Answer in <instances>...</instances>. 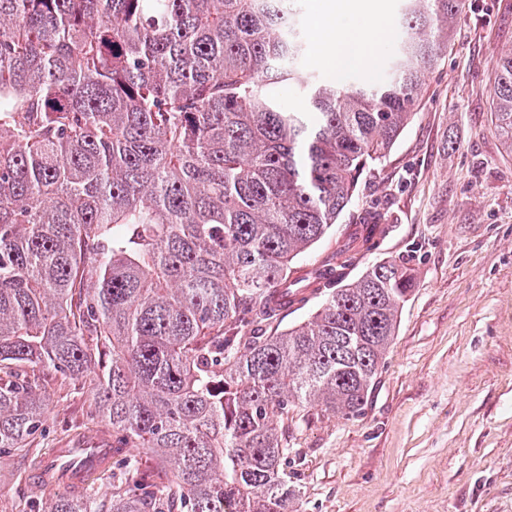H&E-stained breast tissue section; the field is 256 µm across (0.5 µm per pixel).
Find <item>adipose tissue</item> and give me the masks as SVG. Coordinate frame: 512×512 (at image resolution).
<instances>
[{"mask_svg":"<svg viewBox=\"0 0 512 512\" xmlns=\"http://www.w3.org/2000/svg\"><path fill=\"white\" fill-rule=\"evenodd\" d=\"M380 15L373 0H324L318 56L338 73L349 69L374 73V49L381 42Z\"/></svg>","mask_w":512,"mask_h":512,"instance_id":"adipose-tissue-1","label":"adipose tissue"}]
</instances>
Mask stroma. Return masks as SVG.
I'll use <instances>...</instances> for the list:
<instances>
[{
	"label": "stroma",
	"instance_id": "obj_1",
	"mask_svg": "<svg viewBox=\"0 0 512 512\" xmlns=\"http://www.w3.org/2000/svg\"><path fill=\"white\" fill-rule=\"evenodd\" d=\"M418 114L340 221L295 263L309 270L352 225L388 230L348 274L402 259L417 285L361 414L288 413L298 512H512V151L492 124L494 78L512 49V0H467ZM43 433L0 455V512L41 491L27 472L61 438L106 425L88 391L39 381Z\"/></svg>",
	"mask_w": 512,
	"mask_h": 512
}]
</instances>
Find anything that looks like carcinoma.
Segmentation results:
<instances>
[{"instance_id": "obj_1", "label": "carcinoma", "mask_w": 512, "mask_h": 512, "mask_svg": "<svg viewBox=\"0 0 512 512\" xmlns=\"http://www.w3.org/2000/svg\"><path fill=\"white\" fill-rule=\"evenodd\" d=\"M303 0H0V454L45 431L36 372L87 389L127 459L111 512H295L288 409L363 410L416 287L350 283L358 224L267 332L294 262L417 115L467 0H403L386 78L309 83ZM311 85L307 111L282 93ZM512 147V49L494 80ZM29 512H100L53 489ZM323 299L324 293L312 297L309 303L302 309H288V311L283 314L281 322L273 326L272 333H280L288 329V327L294 326L303 321H307L310 318L311 313L314 312L316 307L322 302Z\"/></svg>"}]
</instances>
